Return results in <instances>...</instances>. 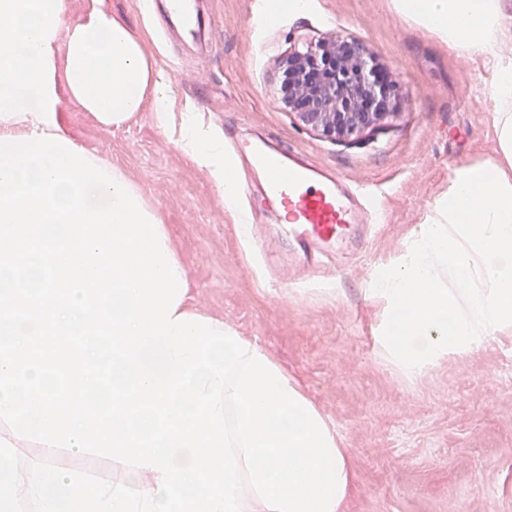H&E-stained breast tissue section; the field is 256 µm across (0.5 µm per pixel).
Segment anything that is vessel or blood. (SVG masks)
I'll return each mask as SVG.
<instances>
[{
  "instance_id": "b4317fda",
  "label": "vessel or blood",
  "mask_w": 512,
  "mask_h": 512,
  "mask_svg": "<svg viewBox=\"0 0 512 512\" xmlns=\"http://www.w3.org/2000/svg\"><path fill=\"white\" fill-rule=\"evenodd\" d=\"M195 0H168V16L177 17L183 33L201 36L202 21ZM263 176L266 192L280 200L285 227L304 253H337L352 244L376 207L372 196L349 189L331 170L317 171L297 152L283 155L263 144L250 146L245 157Z\"/></svg>"
}]
</instances>
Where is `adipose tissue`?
<instances>
[{"label": "adipose tissue", "mask_w": 512, "mask_h": 512, "mask_svg": "<svg viewBox=\"0 0 512 512\" xmlns=\"http://www.w3.org/2000/svg\"><path fill=\"white\" fill-rule=\"evenodd\" d=\"M393 8L444 43L492 61L498 160L458 167L438 218L417 225L407 254L386 264L369 290L387 362L409 379L440 360L512 335V61L498 52L512 35L505 0H391ZM155 121L169 130L167 90L140 41L91 0L71 22L65 0H0V136L61 134L62 94L107 127L126 123L145 91ZM178 141L207 168L226 206L238 185L224 167L223 141L181 114Z\"/></svg>", "instance_id": "ef3b65f1"}]
</instances>
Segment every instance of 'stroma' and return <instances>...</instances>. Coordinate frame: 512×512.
Instances as JSON below:
<instances>
[{"mask_svg":"<svg viewBox=\"0 0 512 512\" xmlns=\"http://www.w3.org/2000/svg\"><path fill=\"white\" fill-rule=\"evenodd\" d=\"M160 71L173 113L192 106L224 142L264 139L376 192L372 226L348 259L307 257L262 196L261 177L230 165L244 191L228 208L208 172L153 121L155 101L121 128L64 98L63 129L121 169L155 209L186 266L194 305L257 339L296 378L348 448L355 493L345 512H512V337L441 361L410 381L383 359L368 290L436 217L463 164L497 159L494 76L394 10L390 0H310L268 24L262 0H199L203 45L160 29L144 0H106ZM357 40L394 83L383 128L332 140L281 99L284 63L306 43Z\"/></svg>","mask_w":512,"mask_h":512,"instance_id":"1","label":"stroma"}]
</instances>
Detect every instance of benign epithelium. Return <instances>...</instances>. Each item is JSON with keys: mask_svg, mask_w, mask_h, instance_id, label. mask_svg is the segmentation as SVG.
Returning a JSON list of instances; mask_svg holds the SVG:
<instances>
[{"mask_svg": "<svg viewBox=\"0 0 512 512\" xmlns=\"http://www.w3.org/2000/svg\"><path fill=\"white\" fill-rule=\"evenodd\" d=\"M336 45L311 43L288 57L286 69L296 77L290 108L328 138L355 139L380 128L387 116V91L361 44L345 43L348 53L339 61Z\"/></svg>", "mask_w": 512, "mask_h": 512, "instance_id": "benign-epithelium-1", "label": "benign epithelium"}]
</instances>
